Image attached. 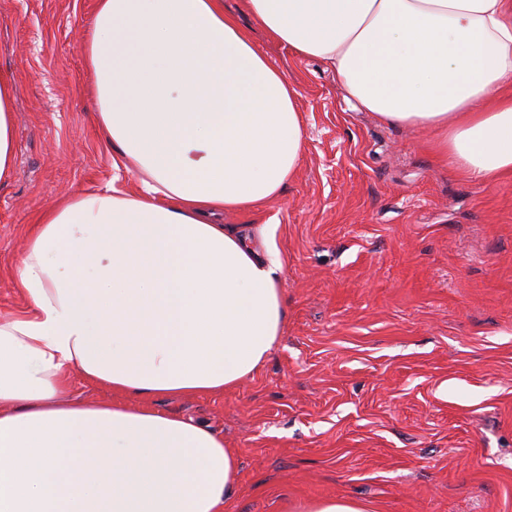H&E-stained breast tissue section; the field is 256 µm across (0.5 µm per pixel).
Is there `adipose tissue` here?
<instances>
[{"instance_id":"ef3b65f1","label":"adipose tissue","mask_w":512,"mask_h":512,"mask_svg":"<svg viewBox=\"0 0 512 512\" xmlns=\"http://www.w3.org/2000/svg\"><path fill=\"white\" fill-rule=\"evenodd\" d=\"M345 98L436 133L459 173L512 174V0H247ZM90 94L109 186L45 211L0 319V512H223L238 456L156 411L221 392L281 334L283 261L219 217L276 197L302 158L297 90L224 0H97ZM141 405L64 401L74 374Z\"/></svg>"}]
</instances>
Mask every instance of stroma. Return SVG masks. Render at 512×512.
I'll return each instance as SVG.
<instances>
[{
  "mask_svg": "<svg viewBox=\"0 0 512 512\" xmlns=\"http://www.w3.org/2000/svg\"><path fill=\"white\" fill-rule=\"evenodd\" d=\"M96 0H0L14 168L0 183V318L24 307L13 269L47 209L107 184L112 150L86 91ZM298 91L306 142L274 199L228 213L273 226L282 332L260 368L216 393L152 399L238 455L224 512L352 500L364 512H512V175L468 179L434 135L348 102L327 64L271 40L224 0Z\"/></svg>",
  "mask_w": 512,
  "mask_h": 512,
  "instance_id": "stroma-1",
  "label": "stroma"
}]
</instances>
